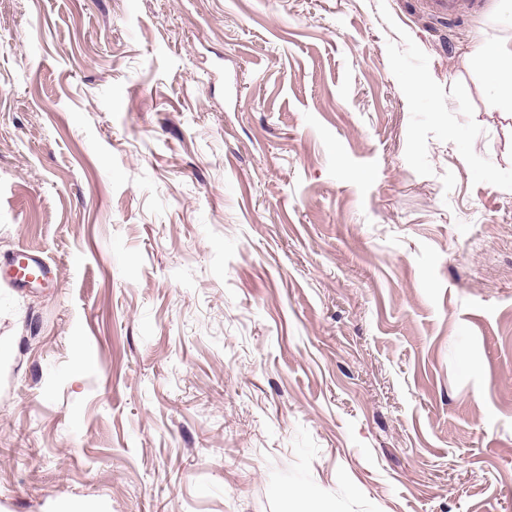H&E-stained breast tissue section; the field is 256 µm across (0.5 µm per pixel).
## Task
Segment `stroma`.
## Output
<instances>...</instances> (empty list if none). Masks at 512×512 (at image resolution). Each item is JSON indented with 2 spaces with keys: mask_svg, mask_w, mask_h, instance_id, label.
<instances>
[{
  "mask_svg": "<svg viewBox=\"0 0 512 512\" xmlns=\"http://www.w3.org/2000/svg\"><path fill=\"white\" fill-rule=\"evenodd\" d=\"M462 12L0 0V269L51 268L0 279V512H512V116L463 63L512 27ZM26 260V265H21L19 262H16L15 265L17 269L13 268V262H11L5 271L4 280H7L10 284H13L16 287L19 285H24L29 282L28 276H35L36 278H41L44 280L48 277L50 271L48 265L37 258L32 256H23Z\"/></svg>",
  "mask_w": 512,
  "mask_h": 512,
  "instance_id": "1",
  "label": "stroma"
}]
</instances>
